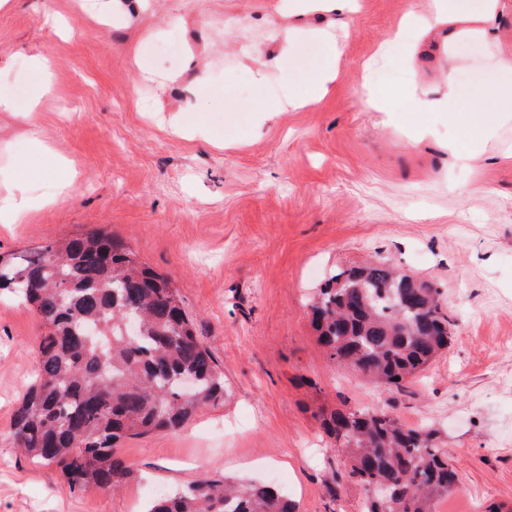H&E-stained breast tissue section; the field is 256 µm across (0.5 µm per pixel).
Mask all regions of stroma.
Listing matches in <instances>:
<instances>
[{"mask_svg":"<svg viewBox=\"0 0 512 512\" xmlns=\"http://www.w3.org/2000/svg\"><path fill=\"white\" fill-rule=\"evenodd\" d=\"M94 2L0 9V91L38 102L0 112V186L11 185L27 138L46 147L32 168L63 159L75 172L62 202L58 178L26 185L51 204L0 224V256L92 229L123 240L178 290L224 369V400L181 431L127 439L134 476L119 491L70 490L11 438L36 379L40 326L2 294L0 512H144L207 473L274 485L298 512H365L361 486L326 491L347 459L320 417L375 406L437 429L461 489L435 512L511 507L512 121L484 138L413 102L451 89L467 98L475 79L494 74L512 54V0L490 39L450 44L440 28L392 39L431 0H355L352 12L301 18L293 0H140L129 14ZM291 28L279 51L273 35ZM319 29L337 42L335 81L318 101L260 119L284 85L303 92L316 74ZM37 54L48 71L30 64ZM273 56L269 81L252 80ZM367 78L391 111L358 102ZM177 118L184 134L171 131ZM368 258L434 281L453 322L447 353L400 392L329 361L307 316L330 273Z\"/></svg>","mask_w":512,"mask_h":512,"instance_id":"1","label":"stroma"}]
</instances>
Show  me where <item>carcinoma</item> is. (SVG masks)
<instances>
[{
    "mask_svg": "<svg viewBox=\"0 0 512 512\" xmlns=\"http://www.w3.org/2000/svg\"><path fill=\"white\" fill-rule=\"evenodd\" d=\"M40 324L38 374L17 406L11 436L21 453L55 467L68 486L117 491L132 469L129 438L179 431L224 396V372L198 337L169 279L122 240L99 230L0 262V291ZM318 345L333 363L401 391L448 348L452 321L433 282L384 261L336 269L309 298ZM197 380L193 396L179 389ZM363 487L367 512H434L459 489L436 431L384 407L334 410L321 422ZM149 512H296L264 485L205 475Z\"/></svg>",
    "mask_w": 512,
    "mask_h": 512,
    "instance_id": "carcinoma-1",
    "label": "carcinoma"
}]
</instances>
